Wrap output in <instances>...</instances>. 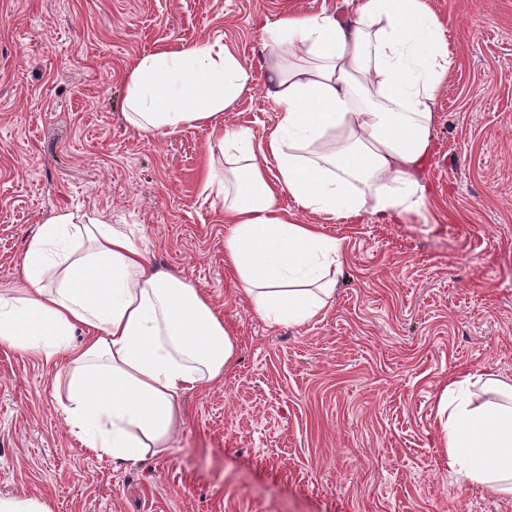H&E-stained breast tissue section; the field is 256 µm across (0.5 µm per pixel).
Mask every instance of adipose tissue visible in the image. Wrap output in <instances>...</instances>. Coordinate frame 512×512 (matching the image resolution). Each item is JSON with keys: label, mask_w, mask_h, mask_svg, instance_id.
I'll list each match as a JSON object with an SVG mask.
<instances>
[{"label": "adipose tissue", "mask_w": 512, "mask_h": 512, "mask_svg": "<svg viewBox=\"0 0 512 512\" xmlns=\"http://www.w3.org/2000/svg\"><path fill=\"white\" fill-rule=\"evenodd\" d=\"M346 15H290L264 29L278 120L262 139L225 130L250 92L249 64L220 42L137 58L123 118L171 135L206 124L220 161L202 190L224 204V262L252 310L302 325L336 292L340 241L294 222L278 199L335 222L424 215L435 101L451 59L425 0H345ZM25 285L0 289V345L57 369L83 452L127 463L165 457L192 391L222 380L236 338L209 297L154 269L126 224L59 210L39 225ZM482 403H474V394ZM448 467L512 497V380L452 378L439 405Z\"/></svg>", "instance_id": "obj_1"}]
</instances>
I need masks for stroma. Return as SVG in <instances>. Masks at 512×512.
<instances>
[{
    "mask_svg": "<svg viewBox=\"0 0 512 512\" xmlns=\"http://www.w3.org/2000/svg\"><path fill=\"white\" fill-rule=\"evenodd\" d=\"M453 66L435 104L426 224L360 214L333 303L300 326L241 300L224 208L201 193L209 125L146 135L122 118L138 57L218 41L247 61L227 130L277 122L264 28L344 0H0V286L53 211L135 225L153 266L203 289L237 351L189 393L170 454L114 465L69 434L53 368L0 346V496L53 512H512L448 467L452 375L512 379V0H426Z\"/></svg>",
    "mask_w": 512,
    "mask_h": 512,
    "instance_id": "obj_1",
    "label": "stroma"
}]
</instances>
